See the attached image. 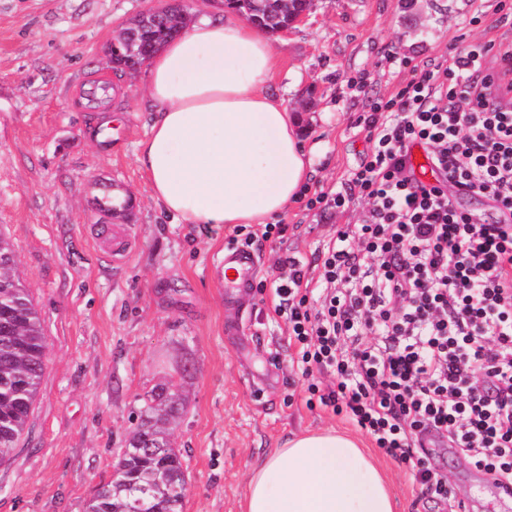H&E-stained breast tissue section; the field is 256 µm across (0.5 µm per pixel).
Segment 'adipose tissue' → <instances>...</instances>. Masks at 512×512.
<instances>
[{"label": "adipose tissue", "mask_w": 512, "mask_h": 512, "mask_svg": "<svg viewBox=\"0 0 512 512\" xmlns=\"http://www.w3.org/2000/svg\"><path fill=\"white\" fill-rule=\"evenodd\" d=\"M277 40L221 13L191 25L146 64L153 114L136 162L182 224H265L312 172L296 117L267 91ZM241 512H396L386 477L348 434L304 431L250 471Z\"/></svg>", "instance_id": "1"}]
</instances>
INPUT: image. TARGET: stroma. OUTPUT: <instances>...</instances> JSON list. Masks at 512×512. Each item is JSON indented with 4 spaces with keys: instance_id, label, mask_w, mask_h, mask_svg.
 Segmentation results:
<instances>
[{
    "instance_id": "1",
    "label": "stroma",
    "mask_w": 512,
    "mask_h": 512,
    "mask_svg": "<svg viewBox=\"0 0 512 512\" xmlns=\"http://www.w3.org/2000/svg\"><path fill=\"white\" fill-rule=\"evenodd\" d=\"M158 0H0V233L43 320L45 370L25 434L0 464V512H86L112 475L139 399L174 379L184 411L171 439L184 456V512H239L254 463L292 433L352 431L343 416L308 409L288 325L264 291L293 252L318 275L317 250L361 206L320 216L296 203L283 239L260 241L248 296L228 300L217 262L242 246L234 226L180 224L153 198L135 163L150 130L143 72L107 57L122 25ZM498 0H310L304 22L278 37L268 84L312 148L310 190L336 189L369 148L347 80L367 76L386 99L409 65L497 39ZM112 114L104 139L92 133ZM121 185L134 208L130 256L114 261L112 221L97 209ZM399 512H437L408 465L383 449ZM457 497L498 512L499 492L469 462L440 461Z\"/></svg>"
}]
</instances>
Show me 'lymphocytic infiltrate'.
Segmentation results:
<instances>
[{"instance_id": "obj_1", "label": "lymphocytic infiltrate", "mask_w": 512, "mask_h": 512, "mask_svg": "<svg viewBox=\"0 0 512 512\" xmlns=\"http://www.w3.org/2000/svg\"><path fill=\"white\" fill-rule=\"evenodd\" d=\"M412 71L386 101L349 80L370 148L339 190L314 192L305 208L343 213L359 198L368 208L337 225L318 276L278 257L270 290L308 378L307 408L345 416L454 512L432 450L512 488V44L474 43ZM416 146L432 184L415 175ZM475 197L491 217L465 207ZM315 369L330 383L312 380Z\"/></svg>"}]
</instances>
